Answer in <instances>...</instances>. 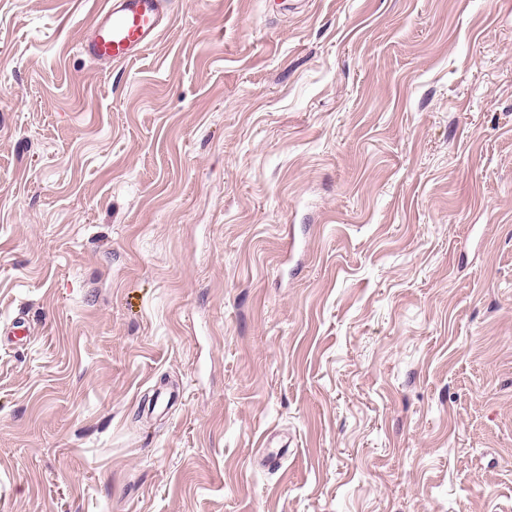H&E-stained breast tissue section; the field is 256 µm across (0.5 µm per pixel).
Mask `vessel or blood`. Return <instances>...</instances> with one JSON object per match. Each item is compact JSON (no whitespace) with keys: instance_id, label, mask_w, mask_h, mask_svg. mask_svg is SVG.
<instances>
[{"instance_id":"b4317fda","label":"vessel or blood","mask_w":512,"mask_h":512,"mask_svg":"<svg viewBox=\"0 0 512 512\" xmlns=\"http://www.w3.org/2000/svg\"><path fill=\"white\" fill-rule=\"evenodd\" d=\"M166 0H104L81 39V49L94 62L112 65L136 57L166 31L171 19Z\"/></svg>"}]
</instances>
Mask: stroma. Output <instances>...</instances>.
<instances>
[{"instance_id":"obj_1","label":"stroma","mask_w":512,"mask_h":512,"mask_svg":"<svg viewBox=\"0 0 512 512\" xmlns=\"http://www.w3.org/2000/svg\"><path fill=\"white\" fill-rule=\"evenodd\" d=\"M99 6L0 0V512H512V0ZM166 0H105L80 40L86 57L112 65L136 57L166 31L171 19Z\"/></svg>"}]
</instances>
